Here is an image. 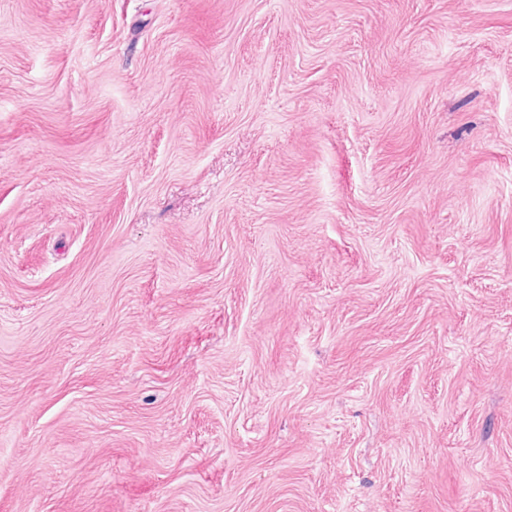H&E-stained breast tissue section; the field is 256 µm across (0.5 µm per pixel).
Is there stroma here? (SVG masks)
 Instances as JSON below:
<instances>
[{
	"label": "stroma",
	"mask_w": 512,
	"mask_h": 512,
	"mask_svg": "<svg viewBox=\"0 0 512 512\" xmlns=\"http://www.w3.org/2000/svg\"><path fill=\"white\" fill-rule=\"evenodd\" d=\"M0 512H512V0H0Z\"/></svg>",
	"instance_id": "35a3bbf8"
}]
</instances>
